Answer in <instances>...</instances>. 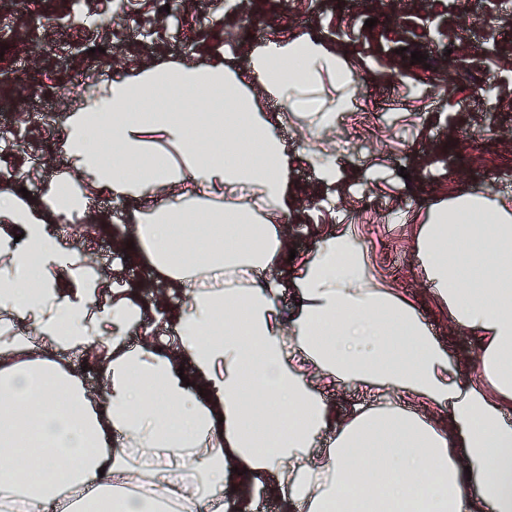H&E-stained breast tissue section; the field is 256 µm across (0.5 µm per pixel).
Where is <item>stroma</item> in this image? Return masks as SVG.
I'll return each instance as SVG.
<instances>
[{
    "label": "stroma",
    "mask_w": 512,
    "mask_h": 512,
    "mask_svg": "<svg viewBox=\"0 0 512 512\" xmlns=\"http://www.w3.org/2000/svg\"><path fill=\"white\" fill-rule=\"evenodd\" d=\"M166 6L179 14L178 25L164 21ZM295 35L334 52L354 86L325 70L316 75L310 90L324 107L349 100L323 135L314 117L257 98L280 116L288 145L285 221L296 233V258L281 259L280 270L297 271L324 231L351 233L369 276L416 307L451 361L473 362L476 339L449 320L421 268L416 237L433 208L463 191L512 208V14L497 12L492 0H388L362 8L353 0H28L22 8L0 0V68L20 72L18 81L0 83V126L51 88L63 114L71 100H95L103 81L138 67L221 59L242 70L250 49ZM98 47L104 65L87 70L85 52ZM415 51L425 63H412ZM62 135L61 125L27 122L16 151L0 153V191L24 188L41 198L64 166ZM33 154L44 157L41 168H30ZM316 155L334 161L335 181L319 177ZM128 221L124 205L95 196L58 241L108 274L116 232ZM119 277L142 303L163 285L138 247ZM321 395L339 422L381 403L351 384Z\"/></svg>",
    "instance_id": "obj_1"
}]
</instances>
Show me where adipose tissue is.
<instances>
[{"instance_id": "obj_1", "label": "adipose tissue", "mask_w": 512, "mask_h": 512, "mask_svg": "<svg viewBox=\"0 0 512 512\" xmlns=\"http://www.w3.org/2000/svg\"><path fill=\"white\" fill-rule=\"evenodd\" d=\"M336 55L298 35L223 61L155 64L107 81L64 119L67 164L42 200L0 192V498L18 512H224L234 469L281 493L285 512H512V211L480 192L435 209L417 238L449 319L479 336L464 377L413 306L375 286L352 234L322 235L298 273H276L288 151L256 92L330 128L308 86ZM163 149L148 150L147 132ZM200 193L185 194L186 181ZM254 189L253 207L228 190ZM158 189L174 199L149 204ZM105 195L129 207L154 270L180 293L179 342L155 346L151 309L50 227ZM300 307L283 320L278 299ZM141 337L128 345L130 333ZM93 350L96 400L42 359L38 341ZM393 393L336 424L322 387ZM448 415H426L428 405ZM329 435L318 456L310 448ZM147 457L145 468L131 464ZM148 485L123 495L118 486Z\"/></svg>"}]
</instances>
